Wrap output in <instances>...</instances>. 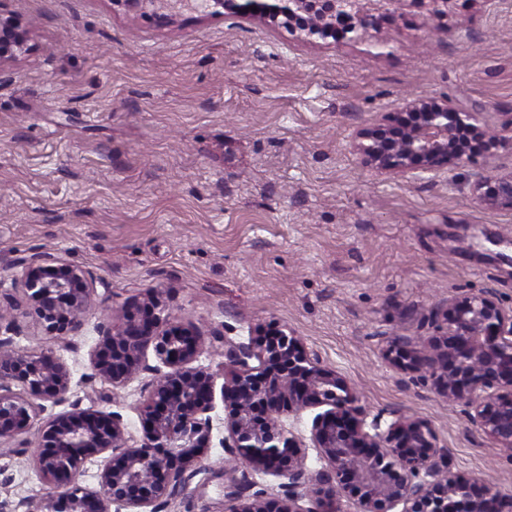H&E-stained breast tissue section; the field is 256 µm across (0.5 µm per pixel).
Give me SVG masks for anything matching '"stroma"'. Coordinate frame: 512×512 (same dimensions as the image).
I'll use <instances>...</instances> for the list:
<instances>
[{
    "instance_id": "1",
    "label": "stroma",
    "mask_w": 512,
    "mask_h": 512,
    "mask_svg": "<svg viewBox=\"0 0 512 512\" xmlns=\"http://www.w3.org/2000/svg\"><path fill=\"white\" fill-rule=\"evenodd\" d=\"M32 50L0 66V263L59 252L97 280L107 305L155 288L205 334L200 362L223 384L225 342L273 329L300 337L353 387L369 416L427 421L454 473L512 493V458L448 406L432 382L382 357L387 336L427 337L451 296L492 292L512 307V209L480 204L476 173L512 171V145L474 153L457 176L384 180L351 150L355 131L407 96L461 101L512 126V0H457L445 32L418 12L382 19L379 47L296 41L235 16L172 28L129 21L110 0H0ZM49 342L30 319L6 349L52 348L72 404L121 416L139 406L158 361L125 388L95 377L104 323ZM223 406L201 469L157 512H227L230 496L278 492L282 477L224 475ZM38 427L0 455V503L38 499Z\"/></svg>"
}]
</instances>
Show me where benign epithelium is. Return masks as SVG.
<instances>
[{
  "label": "benign epithelium",
  "instance_id": "7a95c632",
  "mask_svg": "<svg viewBox=\"0 0 512 512\" xmlns=\"http://www.w3.org/2000/svg\"><path fill=\"white\" fill-rule=\"evenodd\" d=\"M130 20L156 21L163 27L186 13L197 19L237 17L284 29L301 42L326 39L336 32L365 40L379 20L416 6L433 30H448L454 0H109ZM256 7L253 12L250 7ZM28 31L0 16V64L29 51ZM477 134L479 149L490 152L509 142L488 129L460 102L415 97L402 111L360 129L353 149L375 174L419 177L451 174L468 158L459 148L462 131ZM472 191L483 204L512 208V173L475 175ZM13 292L0 294V321L16 329L31 317L46 336L58 341L83 326L97 304L96 281L82 267L50 252L9 265ZM99 328L91 351L95 374L114 389L133 381L153 349L166 370L141 408L143 438L134 440L120 415L72 405L47 417L41 428L42 451L34 468L46 484L25 512H111L118 504L141 512L156 505L202 463L210 447L215 381L199 364L207 352L202 330L167 312L163 291L151 290L117 309ZM439 335L420 341L396 336L387 341L385 359L407 373L431 380L448 404L463 409L471 427L512 458V308L489 293L451 297L445 304ZM221 399L228 410L224 448L235 465L288 479L277 495L239 499L229 512H337L347 491L358 512H512V495L491 485L478 486L448 467L430 425L407 415L386 429L380 418L367 422L356 392L336 371L315 361L296 336L278 330L252 344L227 351ZM71 373L51 349L29 353L0 351V455L8 444L45 412V403L65 400ZM324 408L312 420L311 441L327 464L315 475L306 466V445L285 419ZM101 458L99 488L80 482L84 465ZM307 488L312 507H298L296 489Z\"/></svg>",
  "mask_w": 512,
  "mask_h": 512
}]
</instances>
